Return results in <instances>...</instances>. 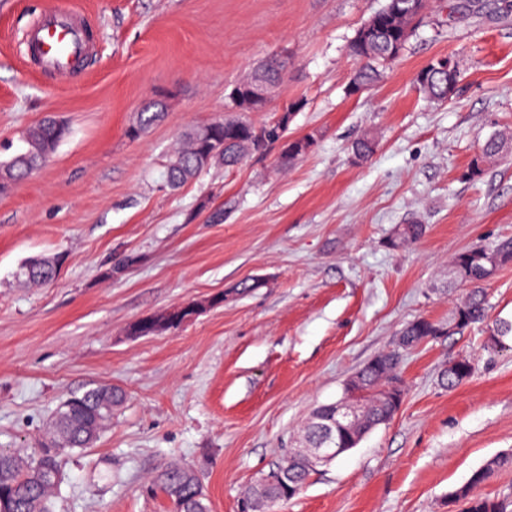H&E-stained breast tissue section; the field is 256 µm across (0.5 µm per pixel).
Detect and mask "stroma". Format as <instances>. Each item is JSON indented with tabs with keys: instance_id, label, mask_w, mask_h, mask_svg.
I'll return each mask as SVG.
<instances>
[{
	"instance_id": "stroma-1",
	"label": "stroma",
	"mask_w": 512,
	"mask_h": 512,
	"mask_svg": "<svg viewBox=\"0 0 512 512\" xmlns=\"http://www.w3.org/2000/svg\"><path fill=\"white\" fill-rule=\"evenodd\" d=\"M382 2L0 0V161L45 116L68 126L46 165L0 195V449L39 447L71 394L126 393L67 464L54 512H174L148 481L174 463L195 472L212 512H240L350 375L407 323H447L466 293L455 254L512 240V8L431 0L382 79L353 94L350 43ZM57 6L89 17L95 48L64 80L20 53L23 31ZM272 56L287 74L250 119L290 112L289 135H314L312 150L284 170L274 145L171 190L180 135L231 116L233 85ZM442 57L460 78L436 103L414 79ZM161 92L164 120L131 137ZM364 131L378 146L361 161L351 144ZM496 137L502 158L467 177ZM410 223L425 235L392 248V228ZM36 255L60 257L55 280L19 286ZM244 280L259 286L235 292ZM188 302L201 310L178 329L131 335ZM486 336L476 325L406 351L398 414L280 512H457L472 470L512 454V351H487ZM461 358L472 374L448 387L441 373Z\"/></svg>"
}]
</instances>
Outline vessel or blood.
<instances>
[{
	"label": "vessel or blood",
	"mask_w": 512,
	"mask_h": 512,
	"mask_svg": "<svg viewBox=\"0 0 512 512\" xmlns=\"http://www.w3.org/2000/svg\"><path fill=\"white\" fill-rule=\"evenodd\" d=\"M24 58L55 75H69L73 64L87 56L89 43L81 14L57 8L45 12L26 30Z\"/></svg>",
	"instance_id": "vessel-or-blood-1"
}]
</instances>
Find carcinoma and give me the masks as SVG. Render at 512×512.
<instances>
[{
  "label": "carcinoma",
  "instance_id": "1",
  "mask_svg": "<svg viewBox=\"0 0 512 512\" xmlns=\"http://www.w3.org/2000/svg\"><path fill=\"white\" fill-rule=\"evenodd\" d=\"M394 0L385 3L368 20L386 30V38L406 43L410 32L417 24L408 14L392 13ZM384 38V39H386ZM384 39L371 36L363 39L354 37L352 51L363 65L352 75L350 83L361 88L375 84L381 78L379 66L391 61L385 48ZM285 64L271 57L263 65L266 78L280 83L284 78ZM430 72L427 82L417 84L420 92L433 101L448 99V83L459 81V72L455 65L447 69L439 68V61H431L425 66ZM301 106L294 102L286 110L281 124L256 125L241 117L233 120H216L204 128H194L182 135L180 147L171 159L166 173L167 183L179 188L196 178L205 168L211 166L232 167L249 156L247 148L253 153H260L274 142L287 129L288 116ZM163 116V104L159 100L151 101L138 114V123L132 129L133 135L154 124ZM67 134L66 128L43 120L29 127L23 141L26 148L0 163L10 169L16 178L23 179L35 168L26 165V161L38 162L45 154L54 153L59 142ZM314 145L310 135L296 144V149L281 156L278 160L283 169L293 167ZM376 149V139L369 132L361 134L353 143L354 155L365 160ZM500 153V142L493 138L484 145L481 155L470 167V174L481 173L482 165L495 159ZM422 224H400L394 228L389 239L393 248H400L419 241L425 234ZM512 261V241H506L494 248L473 247L459 254L453 260V273L456 281L469 287V292L454 306L448 325L428 319H419L409 324L401 334L403 343L412 347L433 336L447 333V327L462 330L471 325L483 323L488 317L483 295L484 285L492 278L495 271L503 264ZM59 267L58 259L51 256H35L27 259L21 266L19 275L29 284L47 285L54 281ZM192 305H187L181 313L173 316L165 312L155 314L135 324L131 329L134 336H147L162 331L178 328L185 316L192 313ZM485 345L492 351L512 349V320L497 319L488 328ZM401 351L398 348L390 355L376 356L368 362L357 376L359 386L365 391L371 406V414L366 424L367 431L386 422V395L391 391H402L399 379ZM471 364L463 359L455 361L442 373V380L449 387H454L469 378ZM74 405L66 412L57 409L51 418L48 438L54 441L53 450L39 448L31 454L21 455L0 450V512H43L45 507H54L53 498L60 485L55 480L54 472L63 471L74 449L89 448L96 439L92 431H103L106 421L112 419V412L122 406L123 393L107 386H96L82 394L71 396ZM357 433H337L327 437L324 429L312 418L303 428L304 440L311 446L349 448ZM505 465L512 466V455L493 459L474 470L467 483L456 491V498L467 501L465 512H512V498H475L471 491L488 482L494 473ZM279 466L288 470L291 478L305 483L311 470L302 460L283 458ZM156 480L172 498L176 512H211L210 501L202 491L195 473L180 465H170L162 470Z\"/></svg>",
  "mask_w": 512,
  "mask_h": 512
}]
</instances>
